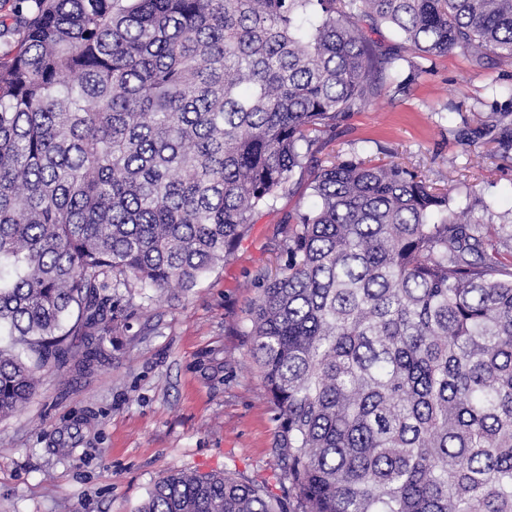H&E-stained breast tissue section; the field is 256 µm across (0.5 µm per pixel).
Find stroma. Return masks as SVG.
Masks as SVG:
<instances>
[{
    "label": "stroma",
    "instance_id": "stroma-1",
    "mask_svg": "<svg viewBox=\"0 0 512 512\" xmlns=\"http://www.w3.org/2000/svg\"><path fill=\"white\" fill-rule=\"evenodd\" d=\"M512 62L461 51L408 91L370 97L321 135L323 161H394L448 189L472 219L512 220ZM262 211L223 266L190 292L138 308L89 369L49 366L0 417V512H136L167 472H227L281 494L278 421L244 332L258 275L286 260L308 179Z\"/></svg>",
    "mask_w": 512,
    "mask_h": 512
}]
</instances>
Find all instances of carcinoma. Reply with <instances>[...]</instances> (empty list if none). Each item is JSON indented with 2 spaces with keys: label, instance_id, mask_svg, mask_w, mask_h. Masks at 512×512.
Masks as SVG:
<instances>
[{
  "label": "carcinoma",
  "instance_id": "obj_1",
  "mask_svg": "<svg viewBox=\"0 0 512 512\" xmlns=\"http://www.w3.org/2000/svg\"><path fill=\"white\" fill-rule=\"evenodd\" d=\"M25 2L0 60V416L69 337L91 364L132 289L224 264L311 134L403 69L512 59V0ZM310 188L247 313L285 496L177 470L138 512H512V233L395 162L320 164Z\"/></svg>",
  "mask_w": 512,
  "mask_h": 512
}]
</instances>
